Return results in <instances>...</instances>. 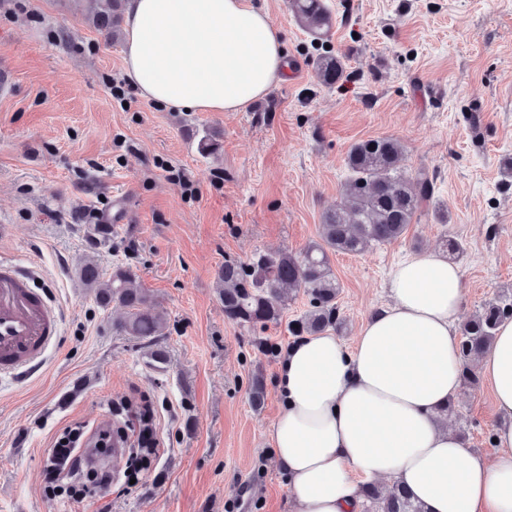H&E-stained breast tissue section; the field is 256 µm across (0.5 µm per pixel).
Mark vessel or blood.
Segmentation results:
<instances>
[{
  "label": "vessel or blood",
  "instance_id": "b4317fda",
  "mask_svg": "<svg viewBox=\"0 0 512 512\" xmlns=\"http://www.w3.org/2000/svg\"><path fill=\"white\" fill-rule=\"evenodd\" d=\"M60 330L46 290L30 274L0 259V375L16 377L43 360Z\"/></svg>",
  "mask_w": 512,
  "mask_h": 512
}]
</instances>
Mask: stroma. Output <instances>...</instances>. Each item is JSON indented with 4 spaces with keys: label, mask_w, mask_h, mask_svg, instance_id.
Listing matches in <instances>:
<instances>
[{
    "label": "stroma",
    "mask_w": 512,
    "mask_h": 512,
    "mask_svg": "<svg viewBox=\"0 0 512 512\" xmlns=\"http://www.w3.org/2000/svg\"><path fill=\"white\" fill-rule=\"evenodd\" d=\"M283 32L304 77L274 85L243 112H170L128 84L122 44L93 23L107 0H0V61L16 84L0 95V258L34 269L61 316V335L33 374L0 381V512H62L41 471L68 423L111 426L107 400L150 397L164 449L136 486L116 484L111 512H292L273 465L269 431L281 406L278 356L288 324L307 309L288 301L279 323L228 321L218 272L259 250L301 251L343 200L352 144L391 136L406 177L434 178V196L397 240L331 259L343 327H360L388 301L396 265L444 252L456 239L461 319L512 291V0H325L328 41L348 80L318 84L315 44L287 0H248ZM220 134L216 154L196 131ZM187 170L191 186L170 177ZM127 220L99 230L116 194ZM129 266L164 325L153 340L113 324L79 269ZM162 350L165 363L151 354ZM261 378L265 400L253 406ZM445 424L494 457L491 390L460 388Z\"/></svg>",
    "instance_id": "stroma-1"
}]
</instances>
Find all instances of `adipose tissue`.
I'll use <instances>...</instances> for the list:
<instances>
[{"instance_id":"ef3b65f1","label":"adipose tissue","mask_w":512,"mask_h":512,"mask_svg":"<svg viewBox=\"0 0 512 512\" xmlns=\"http://www.w3.org/2000/svg\"><path fill=\"white\" fill-rule=\"evenodd\" d=\"M122 43L140 95L176 112H240L288 75L281 30L246 0H127ZM388 295L353 345L305 336L279 364L270 440L296 512H359L382 477L428 512H512V320L478 363L499 416L490 458L439 418L461 386L458 266L409 256Z\"/></svg>"}]
</instances>
